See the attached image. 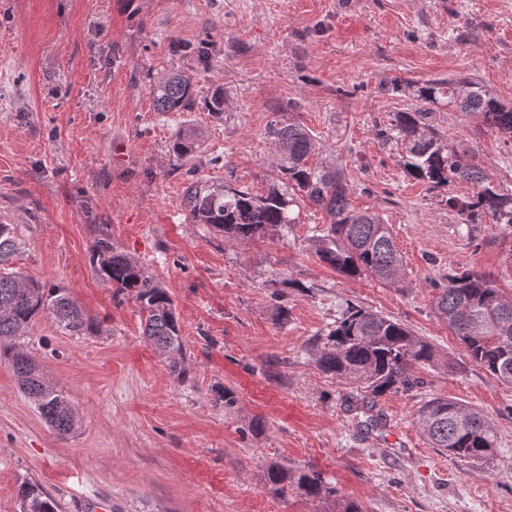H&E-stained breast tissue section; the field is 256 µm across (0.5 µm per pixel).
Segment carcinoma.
<instances>
[{"label": "carcinoma", "instance_id": "cac0c4a2", "mask_svg": "<svg viewBox=\"0 0 512 512\" xmlns=\"http://www.w3.org/2000/svg\"><path fill=\"white\" fill-rule=\"evenodd\" d=\"M465 83L463 78H441L422 84L416 90L419 105L395 113L377 136L404 147V169L417 180L437 186L448 184L450 179L474 184L472 199H448V206L462 216L459 231L470 236L487 218L512 235V189L497 185L475 160L472 150L448 144L434 127L435 113L430 105L446 102L512 140V108L473 82L470 89L462 90ZM196 94L190 78L177 72L163 74L153 88L159 112L187 110ZM267 134L280 158L281 185L258 196L244 188L195 182L184 196L189 223L207 224L237 241L272 238L296 223L292 207L297 200H308L324 209L331 219L326 232L310 239L321 263L347 277L370 276L386 284L401 281L402 256L380 215L351 210L342 177L307 165L316 150L311 134L295 123L277 120L270 123ZM195 144L196 132L182 131L172 143L173 157L181 161L191 156ZM23 245L17 225L0 221V362L9 363L20 389L53 430L67 437L77 431L75 409L62 391L39 375L32 360L18 351L12 340L24 335L40 313L48 314L57 328L72 336L94 335L100 323L88 316L65 289L12 270L11 260ZM91 259L97 277L112 284L116 294L129 293L140 302L146 312L145 336L170 359L172 372L186 377L179 362L184 355L179 319L166 289L142 263L105 235L94 240ZM433 310L465 345L472 362L499 380L512 383V298L504 295L496 280L478 271L450 275L448 284L437 288ZM436 359L434 346L407 326L358 305L347 306L316 340V363L322 372L356 382L375 397L412 389L418 384L413 368L433 366ZM418 425L430 447L456 458L480 461L498 448L489 419L451 399L432 398L423 403L418 410ZM266 480L283 497L290 490L313 498L331 493L314 471L272 464L267 468ZM19 496L21 512H58L56 500L34 483L23 482Z\"/></svg>", "mask_w": 512, "mask_h": 512}]
</instances>
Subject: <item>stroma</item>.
Masks as SVG:
<instances>
[{"label":"stroma","instance_id":"35a3bbf8","mask_svg":"<svg viewBox=\"0 0 512 512\" xmlns=\"http://www.w3.org/2000/svg\"><path fill=\"white\" fill-rule=\"evenodd\" d=\"M208 43L209 66L175 44ZM197 85L192 109L158 112L168 71ZM460 76L512 107V0H0V218L19 225L27 277L65 288L99 320L95 336L36 317L19 344L79 414L64 439L0 363V512H20L28 480L59 512H512V386L471 362L432 312L436 284L477 270L512 298V236L500 225L458 233L444 187L413 179L378 129L416 107L415 90ZM224 110L209 112L214 88ZM437 128L470 147L512 189V141L445 104ZM274 120L313 136L309 164L339 172L352 208L382 216L404 261L388 286L321 263L311 236L325 211L302 203L271 239H225L189 223L195 180L253 193L280 173ZM198 134L176 163L179 128ZM143 263L172 298L185 344L178 379L144 334L133 296L94 274L99 235ZM355 303L406 324L438 362L417 387L372 396L322 373L311 348ZM286 307L280 321L278 307ZM450 398L481 410L499 451L486 461L429 447L419 406ZM311 470L334 497H281L269 465Z\"/></svg>","mask_w":512,"mask_h":512}]
</instances>
